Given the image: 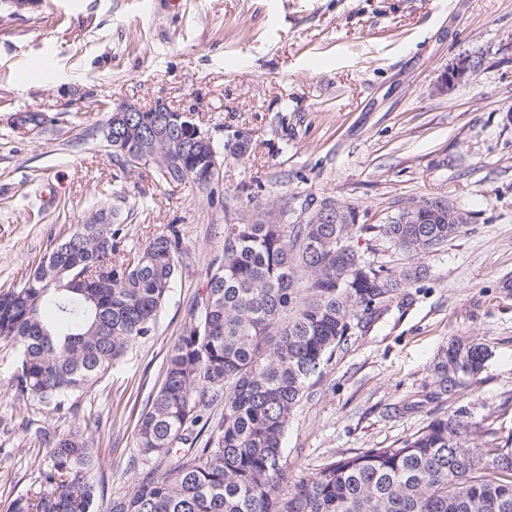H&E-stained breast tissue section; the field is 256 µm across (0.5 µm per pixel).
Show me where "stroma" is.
Segmentation results:
<instances>
[{"label": "stroma", "instance_id": "stroma-1", "mask_svg": "<svg viewBox=\"0 0 512 512\" xmlns=\"http://www.w3.org/2000/svg\"><path fill=\"white\" fill-rule=\"evenodd\" d=\"M471 67L446 96L444 71ZM164 102L193 113L218 149L208 189L120 169L100 133L113 108ZM19 112L47 123L15 128ZM249 139L244 157L234 143ZM353 204L362 224L398 205L447 199L468 224L419 256L368 330L333 354L284 436L285 477L394 446L432 418L460 416L512 435V0H40L0 8V288L19 287L50 248L97 215L144 247L175 226L182 260L152 334L70 408L13 385L0 338V512L40 487L48 439L80 434L101 464L87 474L105 512L132 490L138 419L164 377L224 248V213L282 196ZM454 338L489 352L476 383L440 401L430 369Z\"/></svg>", "mask_w": 512, "mask_h": 512}]
</instances>
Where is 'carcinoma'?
Masks as SVG:
<instances>
[{"mask_svg": "<svg viewBox=\"0 0 512 512\" xmlns=\"http://www.w3.org/2000/svg\"><path fill=\"white\" fill-rule=\"evenodd\" d=\"M116 127L112 153L149 146L144 127L173 112H138ZM166 185H197L213 163L207 141L186 132L176 148L157 149ZM224 218V249L208 270L194 322L168 352L161 387L139 419L138 458L173 459L162 474L139 472L131 493L106 512H512V438L490 447L469 439L458 416L436 417L396 447L366 448L333 459L282 489L283 439L313 379L352 335L366 328L399 291L426 278L412 258L457 237L438 198L416 223L303 224L288 215ZM120 227L82 224L57 241L18 288L0 289V336L14 342L16 390L60 411L92 389L115 361L151 335L176 278L177 230L155 235L131 257H115ZM372 233L411 262L374 266L354 248ZM487 356L482 343L453 339L431 371L432 394L467 388ZM224 403L214 426L206 411ZM210 429L203 446L196 444ZM41 490L18 497L10 512H96L86 474L99 464L76 435L55 439Z\"/></svg>", "mask_w": 512, "mask_h": 512, "instance_id": "carcinoma-1", "label": "carcinoma"}]
</instances>
